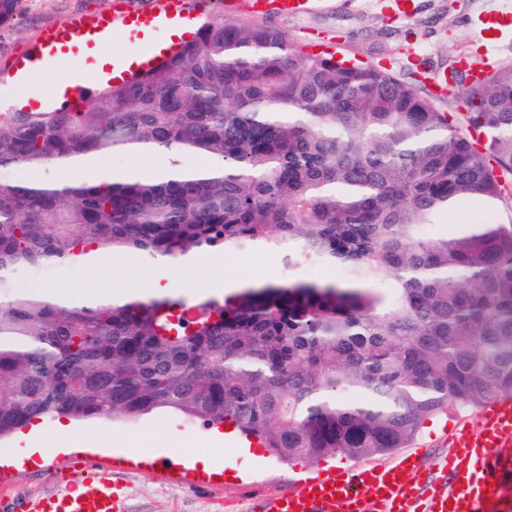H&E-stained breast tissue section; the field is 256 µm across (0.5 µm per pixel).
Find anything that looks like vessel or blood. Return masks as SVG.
I'll return each mask as SVG.
<instances>
[{
	"label": "vessel or blood",
	"mask_w": 512,
	"mask_h": 512,
	"mask_svg": "<svg viewBox=\"0 0 512 512\" xmlns=\"http://www.w3.org/2000/svg\"><path fill=\"white\" fill-rule=\"evenodd\" d=\"M319 2L246 0L245 7L259 16L301 18ZM481 25L484 38L494 39L512 25V13L490 11ZM196 26L193 0H153L147 11H130L122 0H113L110 11L75 15L44 30L15 69L50 67L66 59L88 74L87 85L49 104V111L56 112L74 107L94 86L151 70L183 46L177 28ZM118 32L126 34L127 48L102 55V44ZM441 439L449 446L440 464L452 478L449 486L431 480L419 450L412 449L384 465L317 469L292 491L258 498L253 512H512V396L496 397L474 417L457 419ZM126 500V486L114 482L111 468L102 466L52 497L19 503L1 499L0 512H126Z\"/></svg>",
	"instance_id": "1"
}]
</instances>
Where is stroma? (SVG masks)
Returning <instances> with one entry per match:
<instances>
[{"label":"stroma","mask_w":512,"mask_h":512,"mask_svg":"<svg viewBox=\"0 0 512 512\" xmlns=\"http://www.w3.org/2000/svg\"><path fill=\"white\" fill-rule=\"evenodd\" d=\"M224 20L238 24L258 22L277 27L306 51L325 46L352 62L386 70L430 94L443 111L464 116L466 109L458 93L437 92L436 80L462 66H484L493 71L512 65V28L502 29L494 45L480 34L478 16L491 9H511L512 0H414L411 15L389 13L384 0H323L309 15L291 19L264 18L241 8L227 7V0H213ZM112 0H22L20 13L0 25V112L12 111L5 91L11 84L9 68L14 58L26 53L46 29L64 23L71 15H95L110 9ZM103 169H131L143 179H159L170 167L164 154L99 155ZM208 256H198L201 276L224 281L279 282L285 277L282 255L273 249L245 254H228L221 268L211 269ZM159 260L124 262L115 255L99 270L87 263L72 269L58 266L39 273L16 274V289L42 286L58 292L93 288L108 294L116 288L143 291L154 276L165 274ZM57 422L40 424L29 440L11 439L0 452V472L7 473L0 494L14 499L46 497L63 489L76 461H105L111 457L140 459L142 441L153 438L158 448L208 449L214 460L211 484L184 482L173 469L158 468L154 461H142L139 469L116 471L128 486L127 512H251V500L263 494L292 489L295 480L315 469L316 461L296 458L281 462L263 449L254 456H238L224 440V434L205 429L181 416L162 413L130 424L101 420L74 425L75 437L58 443ZM236 460L233 481H224L225 458Z\"/></svg>","instance_id":"stroma-1"}]
</instances>
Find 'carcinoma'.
I'll use <instances>...</instances> for the list:
<instances>
[{"mask_svg": "<svg viewBox=\"0 0 512 512\" xmlns=\"http://www.w3.org/2000/svg\"><path fill=\"white\" fill-rule=\"evenodd\" d=\"M460 84L464 128L383 69L217 16L88 105L1 112L0 167L104 152L173 166L162 181L0 184V443L48 420L172 413L229 423L285 462L363 458L512 395V221L435 229L462 203L504 201L512 65ZM260 248L336 276L192 305L13 288L20 271L108 253L176 263Z\"/></svg>", "mask_w": 512, "mask_h": 512, "instance_id": "cac0c4a2", "label": "carcinoma"}]
</instances>
